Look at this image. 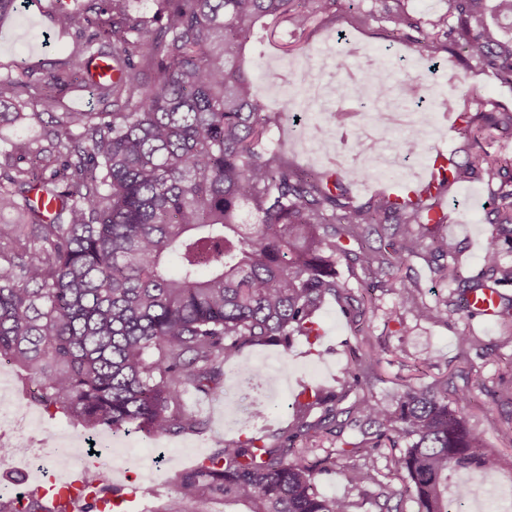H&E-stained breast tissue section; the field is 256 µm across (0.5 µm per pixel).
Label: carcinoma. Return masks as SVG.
Instances as JSON below:
<instances>
[{"instance_id":"obj_1","label":"carcinoma","mask_w":512,"mask_h":512,"mask_svg":"<svg viewBox=\"0 0 512 512\" xmlns=\"http://www.w3.org/2000/svg\"><path fill=\"white\" fill-rule=\"evenodd\" d=\"M160 17H134L129 0H90L83 11L57 0L56 21L81 40L55 63L51 81L20 67L0 74V100L31 94L38 112H0V123L42 120L40 138L6 139L0 147V359L23 388H38L50 417L61 414L88 430L130 427L148 437L194 429L181 408L184 389L209 393L224 362L246 346L318 341V312L329 297L351 319L373 307L339 279V260L370 275L425 248L436 225L434 196L399 204L381 196L364 206L347 201L341 179L295 167L266 142L279 113L252 94L240 56L258 22L291 23L305 35L316 15H336L338 0H159ZM387 19L429 57L456 48L489 78L512 86V0H448L423 20L394 0ZM418 36H412V33ZM120 75L92 84L110 112L61 110L56 89L89 75L93 58ZM153 82H148V74ZM365 81L380 99L419 101L422 86L398 89L380 74ZM462 113L464 134L512 127V116L477 92ZM50 175H45V172ZM454 182L486 177L499 193L478 274L477 290L512 282V162L485 153L450 161ZM341 214H336V211ZM394 227L404 245L387 255L363 246ZM175 270H170V266ZM425 321L440 309L420 301L415 282L399 288ZM368 349L335 390L305 387L296 396L295 429L274 447L250 437L228 443L181 474L163 495L136 492L142 512H354L344 496H328L320 473L339 472L362 489L366 503L387 512L393 493L367 466L341 461L382 446L390 472L418 512H448V473L477 469L494 483L499 458L467 426V385L448 380L407 384L391 403L362 396L338 408L372 367ZM319 417L309 421L312 411ZM362 440L315 461L297 441L345 430ZM82 488L61 512H99L110 486L106 465L80 478ZM0 512H56L49 497L14 479L0 490Z\"/></svg>"}]
</instances>
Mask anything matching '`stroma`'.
Wrapping results in <instances>:
<instances>
[{"mask_svg": "<svg viewBox=\"0 0 512 512\" xmlns=\"http://www.w3.org/2000/svg\"><path fill=\"white\" fill-rule=\"evenodd\" d=\"M54 0H29L21 12L0 20V72L15 68L21 60L35 65L38 79H49L56 60L69 55L77 38L73 31L56 26L53 17ZM374 0H341L334 21L316 26L309 38V51H316L328 37L342 35L362 51L389 50L394 65L388 80L399 84L414 78L429 87H438L442 99L449 105L464 107L470 88H477L485 97L497 101L503 111L512 113V86L502 85L484 75L468 70L462 61L448 52L436 59L420 55L415 47L404 43L392 24L386 20L360 26L354 21L357 13L369 12ZM299 36L290 23H280L274 35L259 31L250 61L253 69V92L270 111H277L282 98L265 80L269 70L282 71L298 79L302 58L293 47ZM269 144L297 167L330 174L350 163L358 147L354 140L337 142L334 161L311 159L305 152L298 128L290 116L282 115L272 126ZM466 138L461 128L453 126L446 112H434L433 127L424 138L426 151L441 150L455 161H463ZM495 184L477 179L455 183L439 197L440 212L446 220L437 225L439 236L451 239L461 263V274L475 276L481 266L480 257L486 238L492 230L487 221L495 202ZM389 287L375 288L374 309L364 319L354 322L346 317L336 301H328L319 317L326 336L309 347L305 339H295L292 346L280 344L253 346L240 356L225 363L224 384L215 394L202 395L186 390L181 405L203 424L201 431H184L159 438L145 437L130 431L132 471L154 470V485L166 489L168 483L199 461L213 454L224 443L249 437L263 438L274 444L276 434L288 431L296 421L290 408L294 390L285 387V380L310 385L332 384L344 375L351 360V350L362 340L376 348L378 363L367 382L360 384L356 395H371L390 399L403 389L413 358L427 361L423 382L462 374L471 385V400L465 408L469 424L481 432L488 449L497 454L505 469L496 484L497 489L512 487V322L499 318L487 321L471 317L466 310L442 313L432 321L420 320L409 305L404 304L398 284L418 282L422 299L430 305L442 304L449 288L440 279L434 264L425 255L408 257L403 265L391 269ZM480 337L485 352L464 349L461 337ZM252 366L262 369L267 379L260 391L241 385L240 370ZM234 399L241 411H249L254 401L271 406V413L250 422L230 421L227 399Z\"/></svg>", "mask_w": 512, "mask_h": 512, "instance_id": "1", "label": "stroma"}]
</instances>
